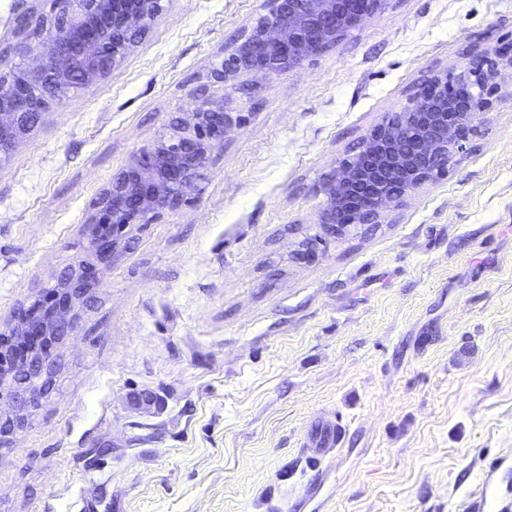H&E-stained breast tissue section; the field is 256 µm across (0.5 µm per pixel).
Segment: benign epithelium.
Listing matches in <instances>:
<instances>
[{"label":"benign epithelium","mask_w":512,"mask_h":512,"mask_svg":"<svg viewBox=\"0 0 512 512\" xmlns=\"http://www.w3.org/2000/svg\"><path fill=\"white\" fill-rule=\"evenodd\" d=\"M164 0H56L60 13L36 49V61L15 71L12 54L0 52V160L31 129L46 97L66 98L79 84L91 88L109 74L163 11ZM384 0H267L257 17L212 72L217 82L240 73L276 75L336 44ZM512 62V42L484 51L458 73L435 75L399 112H391L363 138L360 151L341 160L324 183L322 224H371L409 192L442 174L464 149L461 131L474 130L475 114L488 109L498 87L500 64ZM232 123L228 113L202 101L193 120L171 126L112 175L95 202L91 243L106 260L131 224L187 199L209 162L211 143ZM99 284L95 268L82 267L62 284L63 302L49 317L15 319L7 335L61 336L75 327L74 305Z\"/></svg>","instance_id":"1"}]
</instances>
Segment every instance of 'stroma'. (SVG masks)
<instances>
[{"mask_svg":"<svg viewBox=\"0 0 512 512\" xmlns=\"http://www.w3.org/2000/svg\"><path fill=\"white\" fill-rule=\"evenodd\" d=\"M51 0H0V49ZM265 0H165L112 71L0 161V324L94 263L114 173L201 101L235 117L188 201L131 225L48 392L0 443V512H466L512 493V65L446 175L327 233L324 182L512 0H384L301 66L211 77ZM321 415L347 440L312 475Z\"/></svg>","mask_w":512,"mask_h":512,"instance_id":"stroma-1","label":"stroma"}]
</instances>
